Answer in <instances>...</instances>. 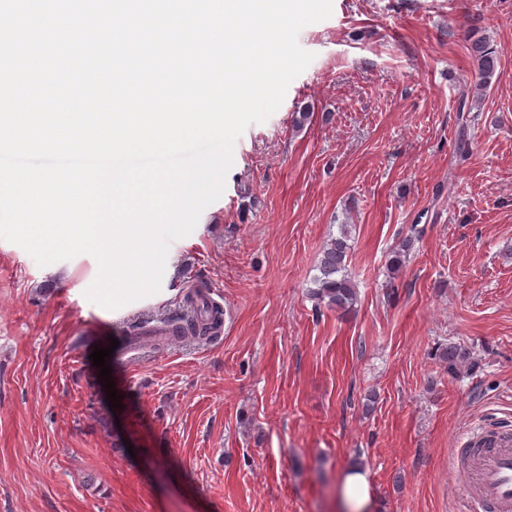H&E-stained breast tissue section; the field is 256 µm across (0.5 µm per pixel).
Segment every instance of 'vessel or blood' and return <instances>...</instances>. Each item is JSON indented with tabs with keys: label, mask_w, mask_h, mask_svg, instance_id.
<instances>
[{
	"label": "vessel or blood",
	"mask_w": 512,
	"mask_h": 512,
	"mask_svg": "<svg viewBox=\"0 0 512 512\" xmlns=\"http://www.w3.org/2000/svg\"><path fill=\"white\" fill-rule=\"evenodd\" d=\"M463 440L472 451L453 449L451 466L467 469V512H512V427L473 428Z\"/></svg>",
	"instance_id": "vessel-or-blood-1"
}]
</instances>
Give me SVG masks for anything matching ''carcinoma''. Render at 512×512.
<instances>
[{"mask_svg":"<svg viewBox=\"0 0 512 512\" xmlns=\"http://www.w3.org/2000/svg\"><path fill=\"white\" fill-rule=\"evenodd\" d=\"M467 50L472 60L475 73V87L487 91L501 65L503 51L486 37L469 36ZM349 225H340L339 235L331 237L323 250V256L318 266L319 274L313 280V287L308 289V295L316 305H325L344 314L352 312L358 303L357 285L348 269V257L352 244ZM417 237L411 235L405 238L389 257L390 271L395 273L405 264L407 256L414 249ZM206 317L194 316L182 318V325L176 331L177 339L208 340L212 330L220 321L221 310L217 306H208ZM438 359L444 367L453 372L467 361V352L450 343L444 346Z\"/></svg>","mask_w":512,"mask_h":512,"instance_id":"1","label":"carcinoma"}]
</instances>
